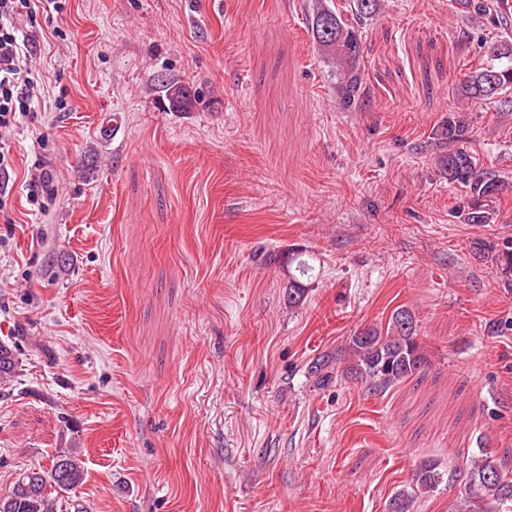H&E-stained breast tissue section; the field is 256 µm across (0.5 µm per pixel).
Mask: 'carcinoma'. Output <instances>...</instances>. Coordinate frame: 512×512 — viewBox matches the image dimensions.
Wrapping results in <instances>:
<instances>
[{
  "label": "carcinoma",
  "mask_w": 512,
  "mask_h": 512,
  "mask_svg": "<svg viewBox=\"0 0 512 512\" xmlns=\"http://www.w3.org/2000/svg\"><path fill=\"white\" fill-rule=\"evenodd\" d=\"M470 17L492 30L501 26L494 0H458ZM311 34L325 52L336 56L341 67L336 81V101L345 110L360 107L365 90L361 67L362 33L347 23L336 11L319 5L310 18ZM164 109L185 111L193 105L189 89L179 79L162 75L157 78ZM461 97L488 105L512 108V45L497 43L489 47L488 57L469 68L459 82ZM469 123L461 115L451 113L442 129L440 140L448 152L440 157V168L448 185L459 186L467 196L463 215L466 224H493L497 219L493 203L512 193V175L485 167L477 158L459 146L466 140ZM312 268L298 263L300 277H291L285 301L290 307L303 304L307 292L302 277L311 276ZM345 362L327 354L315 357L308 365V375L316 387L325 389L333 383L353 378L367 389L382 392L421 372L427 358L417 339L412 313L399 308L392 314L386 332L376 327L362 328L346 342ZM19 358L14 346L0 342V382L11 380L17 373ZM465 496L457 512H502L512 505V468L487 450L464 468ZM83 461L73 449L57 452L49 466H30L21 470L11 491L0 497V512H68L64 495L75 491L85 480ZM438 465L424 460L412 471L410 488L397 491L389 500L387 512H413L416 499L433 491L441 483Z\"/></svg>",
  "instance_id": "1"
}]
</instances>
